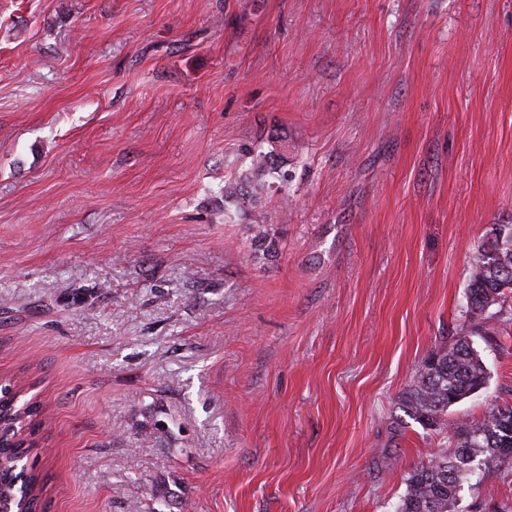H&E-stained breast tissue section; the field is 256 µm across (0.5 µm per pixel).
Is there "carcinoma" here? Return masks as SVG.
<instances>
[{"label": "carcinoma", "mask_w": 512, "mask_h": 512, "mask_svg": "<svg viewBox=\"0 0 512 512\" xmlns=\"http://www.w3.org/2000/svg\"><path fill=\"white\" fill-rule=\"evenodd\" d=\"M238 155L246 161L234 177L224 181V203L236 206L238 215L249 221L251 245L266 256L278 253L282 232L268 223L267 213L251 218L253 210L268 197L271 188L287 180L284 164L288 145L267 150L255 142L243 143ZM512 293V231L498 232L477 249L466 292L467 328L446 348L431 353L420 365L416 378L399 398L405 416L425 428L443 424L448 409L488 383L486 366L473 346L472 337L487 334L490 308ZM18 390L9 380L0 384V512H37L40 503L39 475L35 467L25 474L29 492L19 496L15 461L28 457L33 436L39 428L37 407L19 415L9 390ZM451 453H431L409 469L406 490L395 512H458L460 491L469 478L482 470L512 466V406L495 404L475 423L461 421L454 430Z\"/></svg>", "instance_id": "cac0c4a2"}]
</instances>
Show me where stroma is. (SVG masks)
<instances>
[{"mask_svg":"<svg viewBox=\"0 0 512 512\" xmlns=\"http://www.w3.org/2000/svg\"><path fill=\"white\" fill-rule=\"evenodd\" d=\"M276 135L267 257L223 187ZM510 220L512 0H0V377L46 512H394L512 405L509 298L449 428L398 409Z\"/></svg>","mask_w":512,"mask_h":512,"instance_id":"stroma-1","label":"stroma"}]
</instances>
